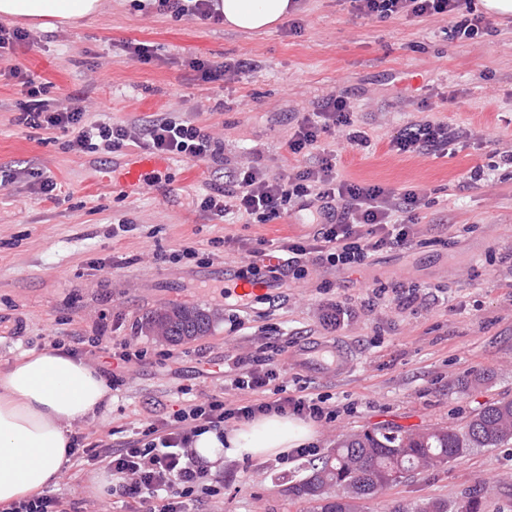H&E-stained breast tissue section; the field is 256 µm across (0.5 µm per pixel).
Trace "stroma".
<instances>
[{
    "label": "stroma",
    "instance_id": "35a3bbf8",
    "mask_svg": "<svg viewBox=\"0 0 512 512\" xmlns=\"http://www.w3.org/2000/svg\"><path fill=\"white\" fill-rule=\"evenodd\" d=\"M93 18L66 29L34 30L37 48L17 46L28 74L52 83L54 93L86 98L88 120L134 125L157 113L191 119L224 139L231 161L255 158L270 172L307 165L285 142L299 114L329 93H347L369 152L338 150L339 172L392 188L418 186L429 205L409 249L376 254L369 270L310 271L284 280L270 295L241 310L220 291L239 276L240 249L303 234L298 217L254 224L218 217L196 199L221 173L180 157L129 189L115 170L136 155L122 149L83 153L70 134L19 125L17 80L0 81V370L31 351L57 346L101 366L103 345L143 351L107 411L74 422L72 432L97 443L109 430L139 416L163 417L189 387L204 400L243 394L224 383V366L239 353L283 347L279 361L290 390L322 397L337 419L315 423L312 445L326 455L339 436L387 427L464 428L484 404L512 398V167L491 156L486 143L512 140V15L494 18L495 35L482 42L449 39L438 18L368 21L350 0H300V34L286 25L247 34L224 25L173 19L137 0H101ZM153 47L151 63L132 61L127 42ZM251 60L255 69L225 84L199 79L192 58ZM444 118L471 137L445 157L391 152L406 122ZM62 186L41 194L42 176ZM236 246L225 249V237ZM193 256H183L184 247ZM415 286L417 299L399 306L398 285ZM350 317L325 325L328 304ZM174 304L197 306L212 317L210 331L173 345L146 332L151 312ZM343 341L356 365L344 377L298 369V353ZM492 373L485 385L461 390L459 380ZM304 458L225 463L215 472L220 493L192 501L189 512H313L294 499L290 482ZM96 466L69 463L54 496L80 512H124L118 497L95 495ZM437 499L458 507L479 500L481 512H512V443L478 448L463 459L406 477L386 496L364 502V512H388L393 501Z\"/></svg>",
    "mask_w": 512,
    "mask_h": 512
}]
</instances>
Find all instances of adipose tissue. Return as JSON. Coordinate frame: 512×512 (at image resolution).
I'll return each mask as SVG.
<instances>
[{
  "label": "adipose tissue",
  "instance_id": "ef3b65f1",
  "mask_svg": "<svg viewBox=\"0 0 512 512\" xmlns=\"http://www.w3.org/2000/svg\"><path fill=\"white\" fill-rule=\"evenodd\" d=\"M289 0H221L224 24L269 31L288 14ZM100 0H0V16L44 29L68 28L96 15ZM112 402L102 373L61 349L32 352L0 371V512L55 487L70 461L73 422ZM309 421L261 415L239 429L195 437L198 461L214 470L227 459L263 461L311 439Z\"/></svg>",
  "mask_w": 512,
  "mask_h": 512
}]
</instances>
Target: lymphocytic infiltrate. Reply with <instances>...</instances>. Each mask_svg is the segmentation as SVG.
I'll return each mask as SVG.
<instances>
[{
    "label": "lymphocytic infiltrate",
    "instance_id": "lymphocytic-infiltrate-1",
    "mask_svg": "<svg viewBox=\"0 0 512 512\" xmlns=\"http://www.w3.org/2000/svg\"><path fill=\"white\" fill-rule=\"evenodd\" d=\"M357 16L366 19L435 17L446 20L452 38L478 40L494 28L477 14L473 0H351ZM161 13L188 17L205 24H220L224 15L216 0H153ZM31 34L0 24V75L17 79L24 95L19 124L36 130L72 133V147L81 152L99 148L120 149L125 142L138 143L144 151L164 158L174 156L210 163H224V141L194 121L156 116L138 129L109 121L89 122L83 97L67 94L51 97L48 83L24 77L11 61L15 46L33 45ZM335 135L345 148L366 150L367 131L358 125L344 93H331L315 108L297 119L286 145L294 155L315 156L313 164L294 168L282 176L248 161L234 165L223 185L212 186L200 202L201 211L216 216L229 212L266 224L284 215H301L314 227L313 233L285 238L280 244L283 264L266 270L253 269L282 281L301 280L310 267L334 270L369 265L376 253L411 247L419 232V212L428 204L424 189L391 188L343 178L336 171L334 154L322 152L323 134ZM462 137L448 123L422 119L405 124L391 139L390 148L400 155L446 156L448 148ZM274 357H236L228 377L244 399L228 403L212 396L204 402L189 399L169 418L147 417L134 423L132 434L118 447L87 445L74 437L72 456L92 464H105L112 486L125 505L156 499L159 512H187L186 500L202 484L206 472L193 456L196 436L210 430L223 431L233 423H246L258 415L278 414L332 422L336 412L319 398L298 395L281 381Z\"/></svg>",
    "mask_w": 512,
    "mask_h": 512
}]
</instances>
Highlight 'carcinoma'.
I'll use <instances>...</instances> for the list:
<instances>
[{
    "label": "carcinoma",
    "mask_w": 512,
    "mask_h": 512,
    "mask_svg": "<svg viewBox=\"0 0 512 512\" xmlns=\"http://www.w3.org/2000/svg\"><path fill=\"white\" fill-rule=\"evenodd\" d=\"M145 328L178 345L206 335L211 318L197 307L170 306L146 317ZM509 441L512 399H503L481 408L462 432L450 427H398L343 436L321 462L304 467L305 475L290 491L298 499L316 502L317 512H361L363 501L384 494L404 476L423 474L475 448H497ZM390 512H448V503L398 501Z\"/></svg>",
    "instance_id": "cac0c4a2"
}]
</instances>
